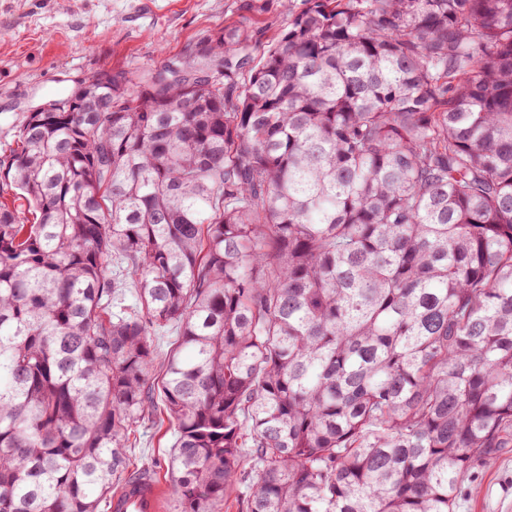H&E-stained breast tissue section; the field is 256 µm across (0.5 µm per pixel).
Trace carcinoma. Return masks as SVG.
Returning a JSON list of instances; mask_svg holds the SVG:
<instances>
[{
    "label": "carcinoma",
    "instance_id": "obj_1",
    "mask_svg": "<svg viewBox=\"0 0 512 512\" xmlns=\"http://www.w3.org/2000/svg\"><path fill=\"white\" fill-rule=\"evenodd\" d=\"M284 10L14 126L0 512H107L159 404L171 512H454L512 445V0Z\"/></svg>",
    "mask_w": 512,
    "mask_h": 512
}]
</instances>
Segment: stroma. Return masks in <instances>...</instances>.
I'll list each match as a JSON object with an SVG mask.
<instances>
[{"mask_svg": "<svg viewBox=\"0 0 512 512\" xmlns=\"http://www.w3.org/2000/svg\"><path fill=\"white\" fill-rule=\"evenodd\" d=\"M147 1L0 0V153L23 112L100 70L135 76L229 24L264 44L286 22L282 0H151V13ZM172 444L168 423L153 415L137 424L127 451L132 467L153 468L168 493ZM456 512H512V447L466 482Z\"/></svg>", "mask_w": 512, "mask_h": 512, "instance_id": "1", "label": "stroma"}]
</instances>
